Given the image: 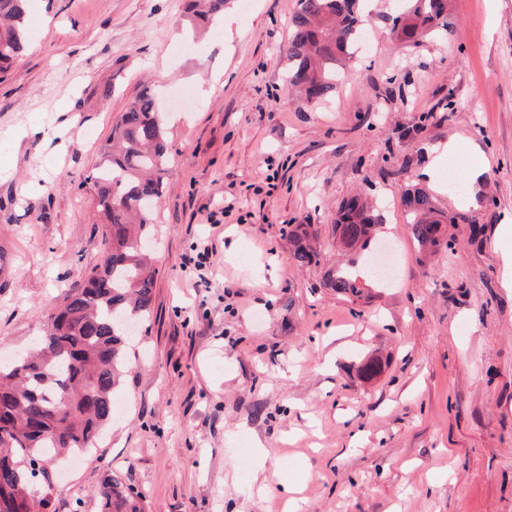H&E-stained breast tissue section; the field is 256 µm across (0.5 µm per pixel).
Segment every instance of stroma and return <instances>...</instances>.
<instances>
[{"label": "stroma", "mask_w": 512, "mask_h": 512, "mask_svg": "<svg viewBox=\"0 0 512 512\" xmlns=\"http://www.w3.org/2000/svg\"><path fill=\"white\" fill-rule=\"evenodd\" d=\"M183 6L29 0L28 48L0 74V132L16 133L0 142V361L99 263L91 177L143 89L166 102L174 157L147 230L150 318L98 448L49 470V512H98L112 473L146 493L147 512H284L291 497L298 512H512V0H450L451 34L399 51L395 0H381L369 50L316 103L288 90L279 55L297 0H231L196 39ZM181 89L195 95L184 110ZM38 121L46 138L22 135ZM448 140L456 192L424 175ZM415 189L450 249L424 252L410 233ZM355 194L381 223L346 251L332 226ZM292 224L310 225L320 263H289ZM389 244L399 276L380 287L370 263ZM203 247L200 271L189 258ZM338 267L361 299L324 288ZM259 448L263 473L241 474V453Z\"/></svg>", "instance_id": "stroma-1"}]
</instances>
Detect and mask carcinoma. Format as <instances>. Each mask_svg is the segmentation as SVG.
<instances>
[{"label": "carcinoma", "mask_w": 512, "mask_h": 512, "mask_svg": "<svg viewBox=\"0 0 512 512\" xmlns=\"http://www.w3.org/2000/svg\"><path fill=\"white\" fill-rule=\"evenodd\" d=\"M27 0H0V72L27 46ZM286 58L288 84L307 99L321 101L336 89V66L353 57L362 15L361 0H298ZM389 18L388 37L398 47H418L428 36L450 32L448 0H402ZM228 0H189L186 18L210 29ZM104 165L93 179L97 207L106 224L100 264L60 309L50 313L37 348L9 363L0 362V512H47L49 492L34 491L58 455L94 447L101 427L112 418L115 392L129 363L128 322L143 323L152 307L155 268L141 253V236L162 197L172 164L157 98L145 90L112 127L103 147ZM410 232L423 248L448 249L442 221L430 196L408 193ZM336 224L349 247L366 246L378 224L359 196L342 207ZM297 266L320 261L304 224L289 230ZM326 287L362 297L357 278L331 273ZM100 512H145L142 492L112 474L97 488Z\"/></svg>", "instance_id": "obj_1"}]
</instances>
